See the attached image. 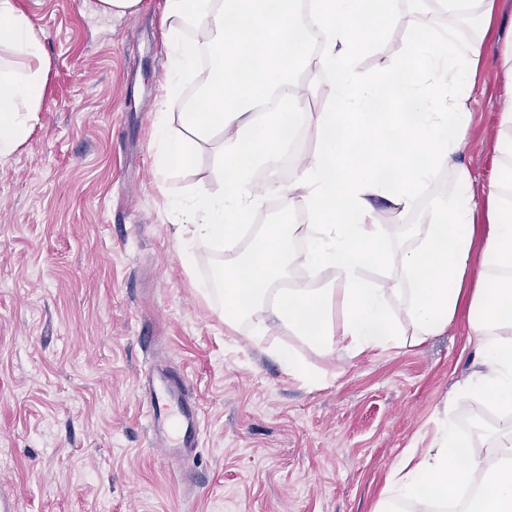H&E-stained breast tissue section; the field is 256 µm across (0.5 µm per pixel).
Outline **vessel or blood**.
<instances>
[{"label": "vessel or blood", "instance_id": "1", "mask_svg": "<svg viewBox=\"0 0 512 512\" xmlns=\"http://www.w3.org/2000/svg\"><path fill=\"white\" fill-rule=\"evenodd\" d=\"M137 392L146 404L151 444L163 463L176 473L189 472L202 425L190 384L179 372L152 364L140 375Z\"/></svg>", "mask_w": 512, "mask_h": 512}]
</instances>
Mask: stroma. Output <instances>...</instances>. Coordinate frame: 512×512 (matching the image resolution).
Returning <instances> with one entry per match:
<instances>
[{"instance_id": "1", "label": "stroma", "mask_w": 512, "mask_h": 512, "mask_svg": "<svg viewBox=\"0 0 512 512\" xmlns=\"http://www.w3.org/2000/svg\"><path fill=\"white\" fill-rule=\"evenodd\" d=\"M97 0H16L51 59L28 140L0 157V497L13 512H374L414 438L446 399L462 435L499 425L456 397L478 369L465 316L440 335L352 360L277 332L254 341L225 327L212 281L224 256L207 246L185 270L180 205L220 195L214 157L158 181L154 115L169 67L165 0L139 14H98ZM407 0L365 72L384 69L411 31ZM512 42V0H496L459 157L483 189ZM292 349L322 377L289 378L270 355ZM154 356L175 365L203 409L195 482L179 486L150 445L134 391Z\"/></svg>"}]
</instances>
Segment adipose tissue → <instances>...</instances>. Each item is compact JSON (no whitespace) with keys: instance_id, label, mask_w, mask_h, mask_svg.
Instances as JSON below:
<instances>
[{"instance_id":"ef3b65f1","label":"adipose tissue","mask_w":512,"mask_h":512,"mask_svg":"<svg viewBox=\"0 0 512 512\" xmlns=\"http://www.w3.org/2000/svg\"><path fill=\"white\" fill-rule=\"evenodd\" d=\"M412 33L391 63L367 75L364 51L393 13L392 0H312L302 16L298 0H166L171 73L165 97L178 99L195 74L201 48L210 52V77L195 102L179 114L171 134L157 111L158 175L187 165L210 145L224 180L217 197L198 194L185 209V266L199 245L224 254L218 272L224 324L249 325L254 336L278 331L322 352L357 357L421 344L465 313L475 376L459 394L496 406L499 428L473 441L444 414L428 448L406 449L393 469L376 512H405L457 497L458 512H512V47L503 53L505 92L499 102L494 151L503 173L478 205L473 178L457 160L467 137V100L489 31L495 0H412ZM310 21L319 41L309 55L298 39ZM477 29L462 37L458 25ZM0 157L24 143L42 110L51 61L30 18L15 0H0ZM333 83L332 106L318 113L313 154L297 159L294 177L272 179L268 192L301 195V224H263L239 249L257 204L253 170L276 173L285 130L304 126L316 84L296 71ZM451 174L448 190L420 208V197ZM392 212L422 211L398 243L388 242L378 204ZM487 231L476 238L478 212ZM397 270L392 280L365 275L379 258ZM329 272L326 281L285 287L290 268Z\"/></svg>"}]
</instances>
